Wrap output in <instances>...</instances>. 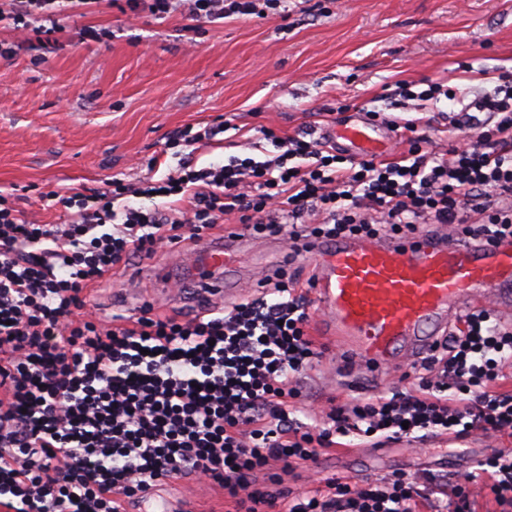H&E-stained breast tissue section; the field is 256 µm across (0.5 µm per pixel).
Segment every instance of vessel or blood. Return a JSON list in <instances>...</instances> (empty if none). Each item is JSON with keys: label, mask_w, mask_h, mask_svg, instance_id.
Listing matches in <instances>:
<instances>
[{"label": "vessel or blood", "mask_w": 512, "mask_h": 512, "mask_svg": "<svg viewBox=\"0 0 512 512\" xmlns=\"http://www.w3.org/2000/svg\"><path fill=\"white\" fill-rule=\"evenodd\" d=\"M350 157H380L390 129L361 112L325 132ZM245 236L199 241L180 262V275H158L159 293L193 284L197 297L242 295ZM316 268L319 327L347 358L380 372L400 368L428 352L453 316L488 299L497 315L512 313V239L473 246L425 230L372 243L361 238L312 242L302 252Z\"/></svg>", "instance_id": "vessel-or-blood-1"}]
</instances>
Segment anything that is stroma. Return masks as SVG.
Wrapping results in <instances>:
<instances>
[{
  "label": "stroma",
  "mask_w": 512,
  "mask_h": 512,
  "mask_svg": "<svg viewBox=\"0 0 512 512\" xmlns=\"http://www.w3.org/2000/svg\"><path fill=\"white\" fill-rule=\"evenodd\" d=\"M88 27L96 37L81 38ZM0 46L10 50L0 57V193L17 192L29 219L62 224L48 192L137 181L170 133L188 125H225L220 144L199 153L205 166L250 155L266 128L293 135L384 110L400 81L446 82L450 96L434 108L459 112L469 91L493 90L512 74V0H283L267 17L199 28L177 13L133 20L114 4L61 18L49 35L0 24ZM176 256L162 249L116 269L88 304L118 315L113 297L123 294L152 299L162 315L184 311L181 300L157 296L152 274L175 267ZM315 343L326 352L302 379L297 408L318 412L398 383L395 372L346 368L334 343ZM493 446L474 433L392 443L381 455L368 444L335 447L315 470L285 475L281 489L302 493L317 475L375 481L396 471L452 482ZM167 501L190 512L236 510L223 488L179 478L130 512H162Z\"/></svg>",
  "instance_id": "35a3bbf8"
}]
</instances>
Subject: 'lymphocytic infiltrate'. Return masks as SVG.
<instances>
[{"mask_svg":"<svg viewBox=\"0 0 512 512\" xmlns=\"http://www.w3.org/2000/svg\"><path fill=\"white\" fill-rule=\"evenodd\" d=\"M102 0H0L14 24L59 19ZM133 14L182 11L198 25L254 15L256 0H126ZM448 123L459 145L440 156L346 159L319 139L264 132L263 158L198 166L194 153L223 125L176 131L175 168L161 179H112L55 191L64 224L31 222L0 193V512H125L156 483L181 476L220 484L237 512H475L483 478L512 512V450H494L478 475L439 486L395 472L373 483L325 480L285 498L281 472L316 463L339 437L372 445L472 432L512 437V330L487 308L460 316L414 365L411 386L291 418L297 383L323 352L307 333L312 302L277 273L231 307L193 315L151 310L122 323L86 312L88 289L134 258L200 240L235 217L253 234L377 239L429 224L463 228L471 243L512 238V78L477 94ZM166 195L134 208L126 197ZM267 473L269 486L256 483Z\"/></svg>","mask_w":512,"mask_h":512,"instance_id":"1","label":"lymphocytic infiltrate"}]
</instances>
